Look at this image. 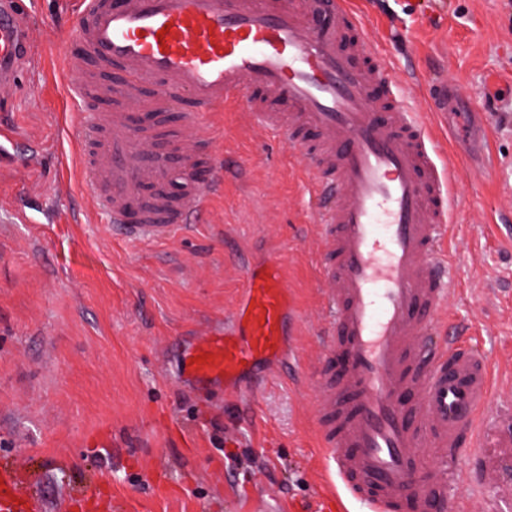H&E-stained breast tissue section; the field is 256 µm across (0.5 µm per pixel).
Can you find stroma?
I'll use <instances>...</instances> for the list:
<instances>
[{"label":"stroma","instance_id":"35a3bbf8","mask_svg":"<svg viewBox=\"0 0 512 512\" xmlns=\"http://www.w3.org/2000/svg\"><path fill=\"white\" fill-rule=\"evenodd\" d=\"M391 66L401 103L425 110L436 79L472 94L492 171L451 191L447 316L493 370L479 434L488 467L512 456L491 421L512 414V0H352ZM35 63L0 99L20 140L0 174V462L61 512H319L331 484L302 380L319 349L316 227L301 165L238 104L212 113L231 168L211 222L165 242L112 238L72 159L76 108L50 44L75 0H33ZM25 211L28 223H10ZM285 264L299 321L280 354L234 388L180 376L204 329L223 328L241 259ZM255 459L240 460L243 449ZM266 466L257 472L256 463Z\"/></svg>","mask_w":512,"mask_h":512}]
</instances>
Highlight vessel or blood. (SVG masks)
I'll use <instances>...</instances> for the list:
<instances>
[{"instance_id": "vessel-or-blood-1", "label": "vessel or blood", "mask_w": 512, "mask_h": 512, "mask_svg": "<svg viewBox=\"0 0 512 512\" xmlns=\"http://www.w3.org/2000/svg\"><path fill=\"white\" fill-rule=\"evenodd\" d=\"M33 44L25 0H0L1 93L16 87ZM370 44L348 0H80L54 54L83 116L75 165L114 237L168 240L207 223L226 173L209 116L225 102L288 141L319 239L321 349L305 383L318 392L319 452L336 476L321 508L344 512L350 500L369 512H453L449 478L478 493L512 488V464L493 475L470 454L491 371L445 316L454 288L441 252L458 166L400 104ZM94 65L124 72L105 90L115 111L94 107ZM176 106L181 133L169 140L162 117ZM428 108L443 120L474 110L445 82L430 87ZM283 267L276 255L248 266L229 325L188 352L192 378L234 384L279 353ZM0 512H45L7 465Z\"/></svg>"}]
</instances>
